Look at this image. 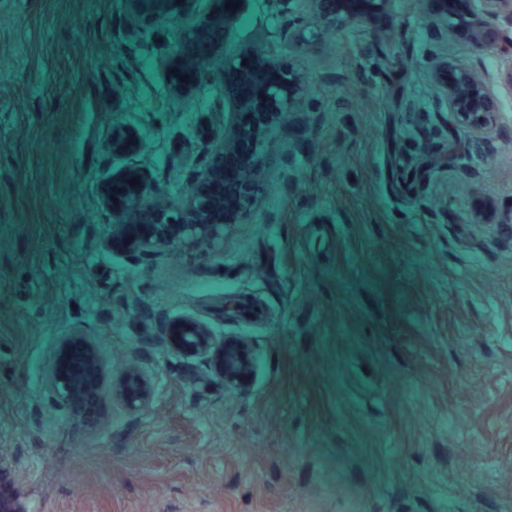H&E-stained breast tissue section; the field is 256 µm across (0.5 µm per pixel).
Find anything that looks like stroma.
I'll use <instances>...</instances> for the list:
<instances>
[{
  "mask_svg": "<svg viewBox=\"0 0 512 512\" xmlns=\"http://www.w3.org/2000/svg\"><path fill=\"white\" fill-rule=\"evenodd\" d=\"M122 15L0 0V463L28 512H512V99L490 136H453L431 77L495 58L425 0L374 30L249 0L253 53L261 23L316 42L247 215L117 248L107 187L140 171L178 224L224 148L223 112L167 96ZM118 96L150 110L130 156ZM173 316L200 347L168 341ZM228 342L261 356L258 388L217 372ZM68 346L98 396L49 387Z\"/></svg>",
  "mask_w": 512,
  "mask_h": 512,
  "instance_id": "stroma-1",
  "label": "stroma"
}]
</instances>
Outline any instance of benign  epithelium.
Masks as SVG:
<instances>
[{
    "label": "benign epithelium",
    "mask_w": 512,
    "mask_h": 512,
    "mask_svg": "<svg viewBox=\"0 0 512 512\" xmlns=\"http://www.w3.org/2000/svg\"><path fill=\"white\" fill-rule=\"evenodd\" d=\"M469 5L465 18V33L479 49L491 52L498 62L496 77L478 80L471 70L455 62H448V85L443 89L444 102L453 117L455 132L480 136L492 131L500 121L499 99L512 96V0H448V9L457 11ZM143 183L122 193L112 195L114 207L125 213L135 212V205L146 194ZM224 195V169H218L214 179L204 177L198 183L197 204L185 219V227L195 234H211L223 226L224 212L212 207L213 199ZM170 228L165 213L150 212L143 225L140 246L144 249L158 243L162 232ZM90 373L83 387L75 389L67 378L66 359L54 368L50 381L62 387L72 399H87L100 393L101 385L94 359L85 358ZM0 512H23L18 505L11 477L0 469Z\"/></svg>",
    "instance_id": "benign-epithelium-1"
}]
</instances>
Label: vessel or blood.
<instances>
[{
    "label": "vessel or blood",
    "mask_w": 512,
    "mask_h": 512,
    "mask_svg": "<svg viewBox=\"0 0 512 512\" xmlns=\"http://www.w3.org/2000/svg\"><path fill=\"white\" fill-rule=\"evenodd\" d=\"M128 24L139 33L158 39L175 33L176 39L161 59L169 93L176 99L193 96L200 72L217 75V102L226 111L224 171L231 185L224 195V219L232 221L247 210L253 186L241 178L260 155L263 131L270 116L288 109L299 75L288 70V58L301 47L300 38L287 32L268 35L264 57L238 49L231 24L244 0H122ZM331 21L343 26L359 24L361 16L380 22L388 0H314ZM224 372L250 385L253 364L240 346L226 343Z\"/></svg>",
    "instance_id": "1"
}]
</instances>
